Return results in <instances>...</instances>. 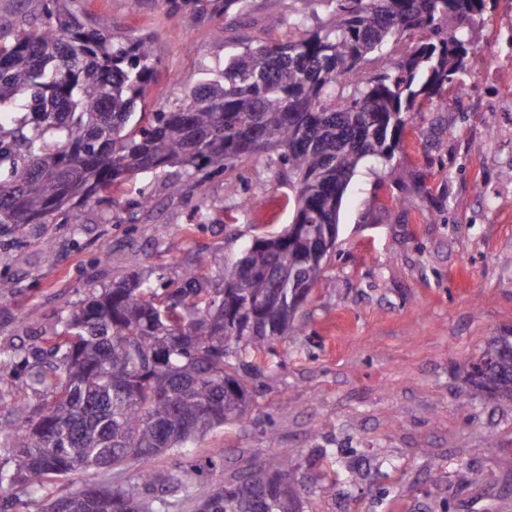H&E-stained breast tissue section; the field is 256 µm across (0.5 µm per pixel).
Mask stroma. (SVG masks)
Segmentation results:
<instances>
[{
	"label": "stroma",
	"mask_w": 512,
	"mask_h": 512,
	"mask_svg": "<svg viewBox=\"0 0 512 512\" xmlns=\"http://www.w3.org/2000/svg\"><path fill=\"white\" fill-rule=\"evenodd\" d=\"M83 18L109 19L121 39L159 38L156 76L141 112L168 108L202 65L273 37H303L330 20L327 7L296 25L300 0H249L242 12L203 18L169 12L165 0H71ZM281 19L272 29V19ZM183 179L185 192L168 184ZM151 205L129 216L86 208L52 234L46 260L39 227L0 247V398L38 406L28 363L61 315L91 288L152 270L176 283L205 264L223 285L255 238L294 216L288 169L277 157L236 163L199 182L167 167L130 183L127 198ZM107 251L109 264L96 267ZM298 335L273 341L249 377L246 417L211 432L188 457L152 461L187 467L224 451L206 483L246 462L298 463L302 512H512V402L475 394L463 370L488 340L512 329V114L426 105L391 162L365 161L342 200L339 235L322 280L300 312ZM328 455L317 464V451Z\"/></svg>",
	"instance_id": "1"
}]
</instances>
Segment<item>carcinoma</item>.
<instances>
[{
    "label": "carcinoma",
    "mask_w": 512,
    "mask_h": 512,
    "mask_svg": "<svg viewBox=\"0 0 512 512\" xmlns=\"http://www.w3.org/2000/svg\"><path fill=\"white\" fill-rule=\"evenodd\" d=\"M332 20L299 41L233 51L201 68L183 99L135 112L154 80L152 33L115 41L108 20L84 24L69 0H44L34 28L0 25V238L30 225L52 254L55 224L160 167L222 171L270 152L297 185L296 214L224 270L223 287L186 271L158 292L133 272L91 293L44 338L52 360L29 374L38 408L15 402L14 440L0 443V512H22L9 491L37 496L80 468H126L182 455L199 439L241 420L250 391L240 370L271 341L300 330L297 297L324 272V241L336 236L342 197L366 158L388 160L403 145L411 113L481 64L473 30L497 0H301L302 25L316 2ZM248 0H166L169 10L225 15ZM415 31L430 37L391 69L365 63ZM512 331L493 337L465 378L479 393L512 400V356L483 363ZM294 465H250L227 483L194 482L193 470H141L54 498L61 512H300Z\"/></svg>",
    "instance_id": "obj_1"
}]
</instances>
